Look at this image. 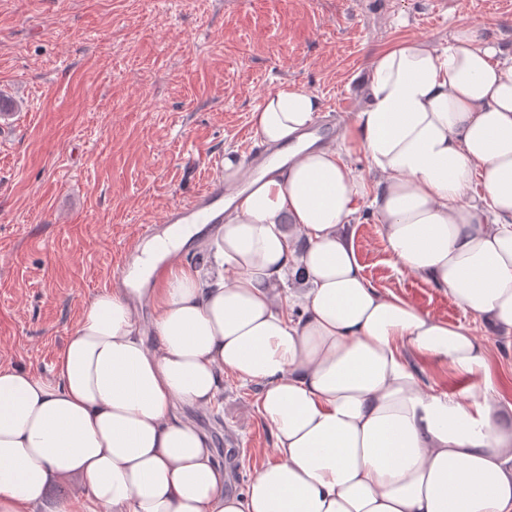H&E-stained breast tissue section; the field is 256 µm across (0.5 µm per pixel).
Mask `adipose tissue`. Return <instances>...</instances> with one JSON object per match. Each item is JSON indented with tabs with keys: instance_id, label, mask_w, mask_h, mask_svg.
<instances>
[{
	"instance_id": "obj_1",
	"label": "adipose tissue",
	"mask_w": 512,
	"mask_h": 512,
	"mask_svg": "<svg viewBox=\"0 0 512 512\" xmlns=\"http://www.w3.org/2000/svg\"><path fill=\"white\" fill-rule=\"evenodd\" d=\"M497 53L468 27L442 50L380 51L366 106L326 147L303 139L318 96L268 94L250 115L282 149L268 171L245 180L226 154L223 224L142 248L152 342L116 290L84 308L52 377L0 364V512H36L74 476L83 493L68 512H512L498 401L426 392L402 353L474 376L486 344L378 293L344 231L368 201L396 266L512 335V58ZM357 153L378 176L369 197ZM201 236L205 272L177 257ZM295 268L306 288L277 297ZM228 371L259 387L277 456L241 494L226 491L210 435L177 414L218 405Z\"/></svg>"
}]
</instances>
